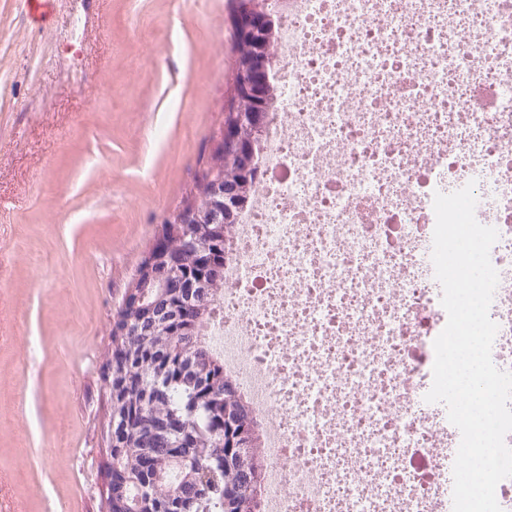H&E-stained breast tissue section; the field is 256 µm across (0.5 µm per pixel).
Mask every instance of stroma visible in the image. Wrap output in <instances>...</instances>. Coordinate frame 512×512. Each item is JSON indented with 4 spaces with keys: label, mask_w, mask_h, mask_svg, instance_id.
I'll return each instance as SVG.
<instances>
[{
    "label": "stroma",
    "mask_w": 512,
    "mask_h": 512,
    "mask_svg": "<svg viewBox=\"0 0 512 512\" xmlns=\"http://www.w3.org/2000/svg\"><path fill=\"white\" fill-rule=\"evenodd\" d=\"M229 0H0V512H107L112 326L231 94Z\"/></svg>",
    "instance_id": "stroma-1"
}]
</instances>
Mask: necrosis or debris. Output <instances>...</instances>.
<instances>
[{
	"mask_svg": "<svg viewBox=\"0 0 512 512\" xmlns=\"http://www.w3.org/2000/svg\"><path fill=\"white\" fill-rule=\"evenodd\" d=\"M278 63L204 329L265 439L264 512H440L411 410L447 322L435 193L499 233L492 359L512 372V0H271Z\"/></svg>",
	"mask_w": 512,
	"mask_h": 512,
	"instance_id": "obj_1",
	"label": "necrosis or debris"
}]
</instances>
